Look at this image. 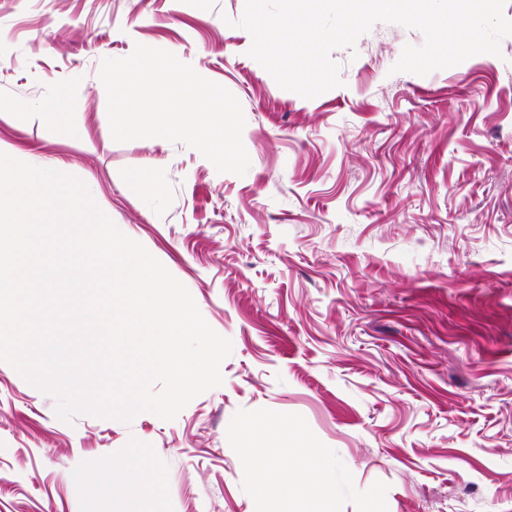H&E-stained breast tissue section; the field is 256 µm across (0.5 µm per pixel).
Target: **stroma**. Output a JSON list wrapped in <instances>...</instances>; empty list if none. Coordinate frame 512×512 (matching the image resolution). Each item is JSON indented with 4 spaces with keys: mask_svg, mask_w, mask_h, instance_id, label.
<instances>
[{
    "mask_svg": "<svg viewBox=\"0 0 512 512\" xmlns=\"http://www.w3.org/2000/svg\"><path fill=\"white\" fill-rule=\"evenodd\" d=\"M244 6L0 0V152L73 166L232 342L222 385L171 421H61L0 362V512H110L125 491L101 463L131 457L159 481L143 512H255L226 436L241 408L304 416L357 489L388 484V512H512V37L420 76L392 67L422 33L379 22L332 51L341 86L306 99L248 56ZM138 43L238 99L245 175L113 140L100 65ZM60 85L78 93L52 125Z\"/></svg>",
    "mask_w": 512,
    "mask_h": 512,
    "instance_id": "obj_1",
    "label": "stroma"
}]
</instances>
